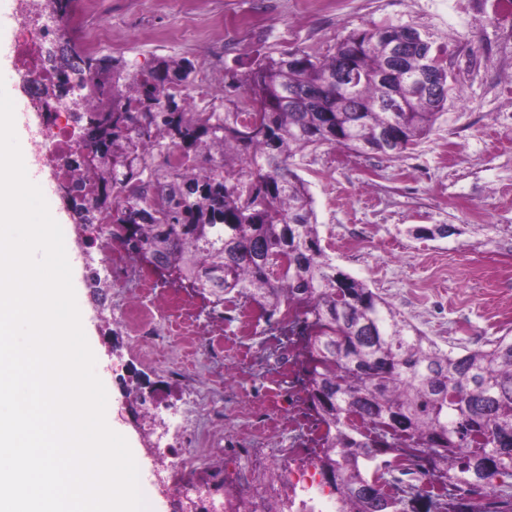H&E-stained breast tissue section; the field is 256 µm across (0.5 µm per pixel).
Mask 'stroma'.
<instances>
[{
    "label": "stroma",
    "mask_w": 512,
    "mask_h": 512,
    "mask_svg": "<svg viewBox=\"0 0 512 512\" xmlns=\"http://www.w3.org/2000/svg\"><path fill=\"white\" fill-rule=\"evenodd\" d=\"M223 28H214L215 19ZM86 24L111 27L128 62L156 55L202 62L222 90L226 69L301 50L323 57L342 37L370 24L409 25L445 51L449 94L430 134L394 162L322 146L296 156L314 198L321 245L334 264L365 282L445 350L485 347L512 336V0H105ZM50 206L75 256L85 335L112 394V421L143 465L140 488L154 512H177L171 491L191 481L215 496L249 499L268 481L262 457L310 467L294 425L297 388L275 323L255 315L240 331L238 298L201 307L192 333L173 315L135 343L114 323L137 295L134 281L103 287L91 227L67 201ZM447 226L446 235L415 236ZM141 392L161 396L160 423L144 430L128 409ZM224 406L223 421L210 407ZM192 435L194 471L158 469L144 438L176 443Z\"/></svg>",
    "instance_id": "35a3bbf8"
}]
</instances>
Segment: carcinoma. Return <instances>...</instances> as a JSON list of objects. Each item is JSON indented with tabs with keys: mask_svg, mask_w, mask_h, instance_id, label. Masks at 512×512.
Here are the masks:
<instances>
[{
	"mask_svg": "<svg viewBox=\"0 0 512 512\" xmlns=\"http://www.w3.org/2000/svg\"><path fill=\"white\" fill-rule=\"evenodd\" d=\"M401 38L414 42L391 57ZM84 82L73 114L92 152L64 160L84 224L112 219V238L168 271L165 282L214 305L230 293L272 319L288 310V345L301 348L298 383L323 429L314 466L336 512H407L414 491L390 483L392 459L442 484L437 512H473L477 493L512 512V337L456 352L422 334L321 246L313 197L292 160L330 145L395 161L431 131L448 101L440 50L411 26L370 25L320 60L284 52L224 74L250 105L203 112L168 92L197 63L156 56L133 70L122 57L76 53ZM430 73L435 92L411 82ZM199 161L191 172L146 159L168 143Z\"/></svg>",
	"mask_w": 512,
	"mask_h": 512,
	"instance_id": "carcinoma-1",
	"label": "carcinoma"
}]
</instances>
